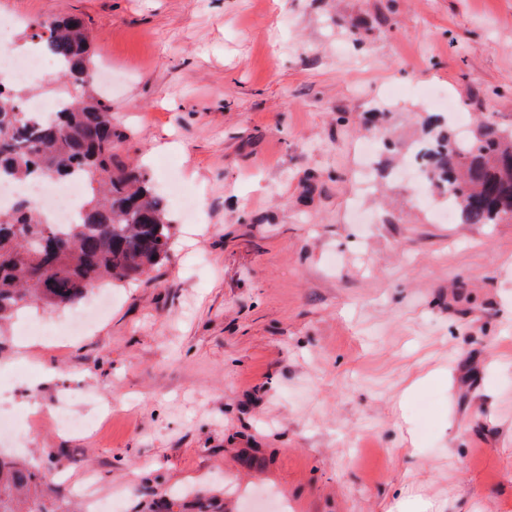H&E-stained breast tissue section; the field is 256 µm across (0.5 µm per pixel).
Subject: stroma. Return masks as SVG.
I'll list each match as a JSON object with an SVG mask.
<instances>
[{"label": "stroma", "instance_id": "obj_1", "mask_svg": "<svg viewBox=\"0 0 512 512\" xmlns=\"http://www.w3.org/2000/svg\"><path fill=\"white\" fill-rule=\"evenodd\" d=\"M68 14L175 244L64 343L22 333L72 309L18 314L0 448L94 473L82 512H512V223L401 173L427 87L512 124V0H0L21 43ZM71 395L111 419L26 413ZM51 410L59 425L68 431L82 432L89 429L93 424L91 419L83 415L76 414L63 406L57 405L52 407Z\"/></svg>", "mask_w": 512, "mask_h": 512}]
</instances>
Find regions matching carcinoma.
I'll list each match as a JSON object with an SVG mask.
<instances>
[{"mask_svg": "<svg viewBox=\"0 0 512 512\" xmlns=\"http://www.w3.org/2000/svg\"><path fill=\"white\" fill-rule=\"evenodd\" d=\"M33 37L62 64L68 100L40 121L21 90L0 89V175L61 182L77 173L89 190L79 221L55 229L26 199L0 212V351L24 297L53 312L89 289L137 279L166 259L174 225L163 199L116 153L112 106L85 90L92 57L78 17L37 23ZM429 179L448 193L463 224L512 221V126L480 125L471 136L438 133L421 145ZM0 512H69L44 471L0 450Z\"/></svg>", "mask_w": 512, "mask_h": 512, "instance_id": "cac0c4a2", "label": "carcinoma"}]
</instances>
